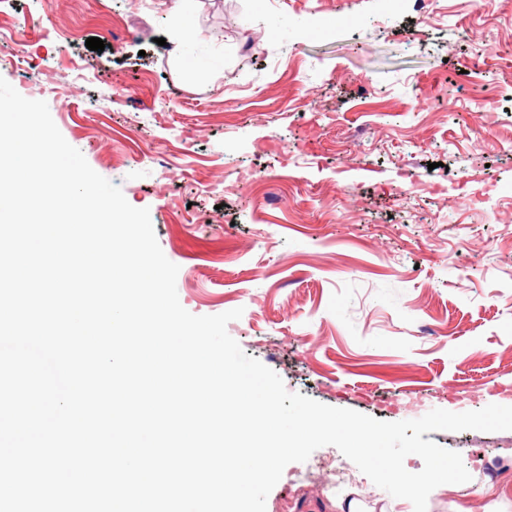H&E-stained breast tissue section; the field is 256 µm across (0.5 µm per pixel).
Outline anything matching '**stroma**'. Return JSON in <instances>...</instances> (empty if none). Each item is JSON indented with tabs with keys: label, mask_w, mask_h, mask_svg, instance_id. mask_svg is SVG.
<instances>
[{
	"label": "stroma",
	"mask_w": 512,
	"mask_h": 512,
	"mask_svg": "<svg viewBox=\"0 0 512 512\" xmlns=\"http://www.w3.org/2000/svg\"><path fill=\"white\" fill-rule=\"evenodd\" d=\"M172 6L0 0V77L149 210L183 308L242 309L246 355L328 406H512V0H186L182 53ZM428 438L471 479L427 512H512V431ZM343 459L286 466L266 512H414L352 463L325 485Z\"/></svg>",
	"instance_id": "1"
}]
</instances>
